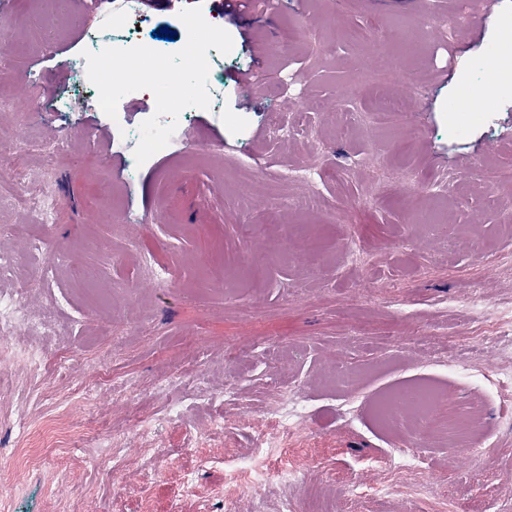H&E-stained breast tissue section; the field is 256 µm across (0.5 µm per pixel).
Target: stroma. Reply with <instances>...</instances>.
<instances>
[{"mask_svg":"<svg viewBox=\"0 0 512 512\" xmlns=\"http://www.w3.org/2000/svg\"><path fill=\"white\" fill-rule=\"evenodd\" d=\"M109 2L42 0L54 30L41 47L23 0L0 15V49L31 70L0 85V100L23 86L39 106L0 111V184L23 178L58 199L54 223L37 231L23 211H1L10 231L0 246L18 260L31 309L64 328L23 337L50 368L40 377L0 339V484L17 487L0 512H225L229 464L248 453L302 478H269L238 497L236 512H281L286 501L297 512H512V384L496 382L499 360L476 352L502 334L512 353V192L493 187L496 167H512V84L483 66L497 41L512 71V0H486L482 22L446 34L434 22L451 18L457 0H275L235 19L215 0H154L147 14L175 31V44L191 20L220 23L230 47L224 111L189 113L194 147L174 142L135 169L116 140L150 119L146 98L113 114L53 109L66 88L59 74L81 53L79 27ZM374 55L412 70L411 86L375 84ZM244 69L262 74L263 89L234 82ZM471 81L493 84L473 121L462 97ZM386 100L406 105L404 125L350 124L348 111ZM273 114L288 136L271 134ZM22 130L34 150L9 155ZM55 141L63 147L48 156L43 146ZM308 163L321 205L295 209L304 189L288 173ZM450 174L447 201H434V183ZM147 262L162 284L143 287ZM78 265L90 277H73ZM472 288L489 303L476 320L461 304ZM461 362L470 376L451 372ZM92 366L101 379L92 405L69 410L68 452L45 449L39 471L17 474L18 419L42 421ZM166 379L170 392H158ZM418 381L447 387L457 409L483 399L482 469L426 444L417 469L383 464L398 441L375 404ZM280 387L295 389L311 417L267 458L261 418ZM172 400L176 424L164 419ZM116 431L127 435L122 461L94 465Z\"/></svg>","mask_w":512,"mask_h":512,"instance_id":"obj_1","label":"stroma"}]
</instances>
